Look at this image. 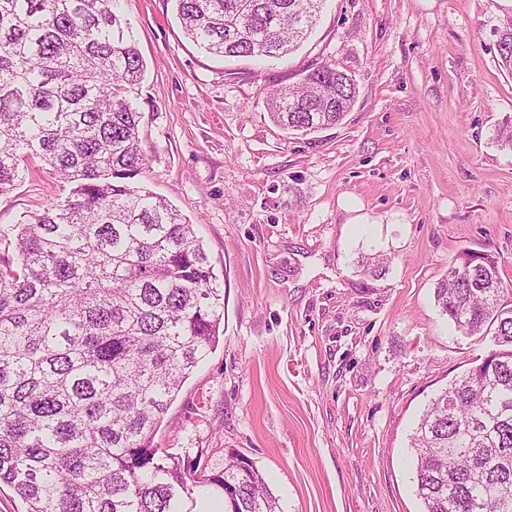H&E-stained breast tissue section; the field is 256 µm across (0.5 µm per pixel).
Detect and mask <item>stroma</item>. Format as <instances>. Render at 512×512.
<instances>
[{
	"label": "stroma",
	"instance_id": "1",
	"mask_svg": "<svg viewBox=\"0 0 512 512\" xmlns=\"http://www.w3.org/2000/svg\"><path fill=\"white\" fill-rule=\"evenodd\" d=\"M147 70L131 98L139 182L194 224L224 290L223 334L154 445L189 471L234 451L282 512H421L409 448L429 400L495 349L458 331L435 289L458 255H492L512 308V0H326L299 49L223 58L189 41L172 0H121ZM338 64L341 124L276 126L268 89ZM63 193L33 164L0 196V230ZM387 260L378 280L356 261Z\"/></svg>",
	"mask_w": 512,
	"mask_h": 512
}]
</instances>
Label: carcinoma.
<instances>
[{"label": "carcinoma", "instance_id": "cac0c4a2", "mask_svg": "<svg viewBox=\"0 0 512 512\" xmlns=\"http://www.w3.org/2000/svg\"><path fill=\"white\" fill-rule=\"evenodd\" d=\"M119 0H0V196L30 163L64 199L0 237V485L25 512H281L249 459L196 479L153 436L219 339L224 291L193 225L141 186L146 72ZM184 34L223 57L295 50L325 0H173ZM325 64L267 92L272 121L340 123L355 95ZM498 263L462 252L436 288L465 335L499 349L453 380L410 440L422 512H512V315Z\"/></svg>", "mask_w": 512, "mask_h": 512}]
</instances>
